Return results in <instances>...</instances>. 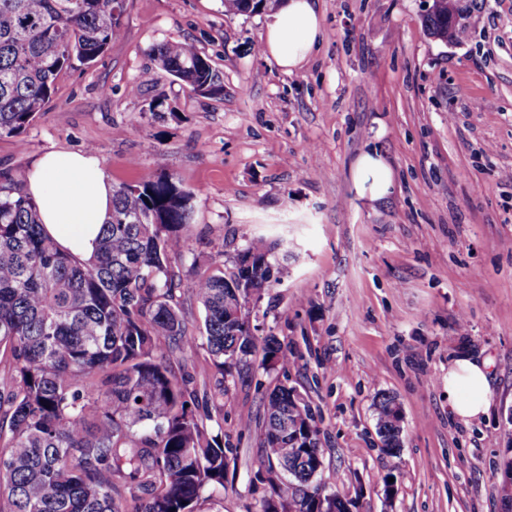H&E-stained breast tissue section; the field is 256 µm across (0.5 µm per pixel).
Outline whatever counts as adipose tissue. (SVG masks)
Segmentation results:
<instances>
[{"instance_id": "obj_1", "label": "adipose tissue", "mask_w": 512, "mask_h": 512, "mask_svg": "<svg viewBox=\"0 0 512 512\" xmlns=\"http://www.w3.org/2000/svg\"><path fill=\"white\" fill-rule=\"evenodd\" d=\"M321 34L314 0H286L266 26L263 54L285 72L299 69ZM359 197L384 199L394 186L391 168L375 154H362L353 173ZM25 190L39 209L45 234L60 250L86 260L93 256L99 233L112 208V183L90 152L49 151L29 169ZM488 363L463 354L448 366L451 412L468 422L487 413Z\"/></svg>"}]
</instances>
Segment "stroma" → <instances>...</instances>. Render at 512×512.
Segmentation results:
<instances>
[{
  "label": "stroma",
  "mask_w": 512,
  "mask_h": 512,
  "mask_svg": "<svg viewBox=\"0 0 512 512\" xmlns=\"http://www.w3.org/2000/svg\"><path fill=\"white\" fill-rule=\"evenodd\" d=\"M456 3L465 31L444 43L423 25L432 0H317L321 40L288 74L261 52L266 15L126 0L111 47L69 68L23 135L0 139V173L20 184L50 150L95 152L116 185L174 176L195 193L201 265L231 263L246 232L287 247L290 276L265 292L259 323L291 363L253 366L224 398L236 474L217 512H260L259 450L240 422L280 384L314 408L320 480L353 512H500L512 459V0ZM184 40L222 74L223 96L195 95L152 60L153 46ZM372 148L395 183L376 202L353 183ZM462 354L490 362L489 410L467 423L448 411V364ZM382 393L402 411L396 456L376 434Z\"/></svg>",
  "instance_id": "35a3bbf8"
}]
</instances>
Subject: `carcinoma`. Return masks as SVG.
Instances as JSON below:
<instances>
[{
  "label": "carcinoma",
  "mask_w": 512,
  "mask_h": 512,
  "mask_svg": "<svg viewBox=\"0 0 512 512\" xmlns=\"http://www.w3.org/2000/svg\"><path fill=\"white\" fill-rule=\"evenodd\" d=\"M285 0H224L228 14H263ZM125 0H0V138L32 125L73 62L90 64L119 35ZM429 35L462 33L454 0H433ZM191 92L224 94L221 73L186 42L152 49ZM194 192L169 175L113 187L112 213L93 258L60 251L38 206L12 181L0 186V512H196L229 481L223 400L251 360L288 370L290 350L240 315L242 294L282 284L278 243L243 236L232 267L201 269L185 289L174 261L193 252ZM203 310L188 331L185 292ZM206 353L196 365L171 359ZM382 449L402 447L395 397L374 402ZM263 456L261 512H347L318 482L323 455L310 405L270 391L245 420Z\"/></svg>",
  "instance_id": "cac0c4a2"
}]
</instances>
